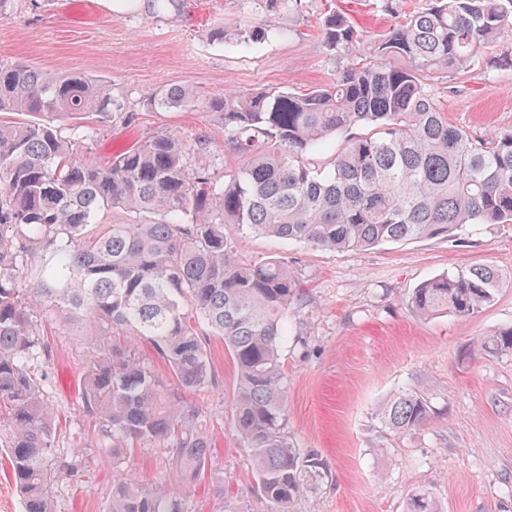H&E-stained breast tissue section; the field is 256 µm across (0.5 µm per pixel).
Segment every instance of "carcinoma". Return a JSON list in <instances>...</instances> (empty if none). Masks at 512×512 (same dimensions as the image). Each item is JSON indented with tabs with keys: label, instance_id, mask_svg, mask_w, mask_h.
<instances>
[{
	"label": "carcinoma",
	"instance_id": "obj_1",
	"mask_svg": "<svg viewBox=\"0 0 512 512\" xmlns=\"http://www.w3.org/2000/svg\"><path fill=\"white\" fill-rule=\"evenodd\" d=\"M265 20L213 27L237 45L283 31L272 17L303 0H249ZM512 0H430L394 28L370 36L342 15L321 21L336 81L297 94L226 90L198 104L183 89L150 98L157 111L197 108L224 123L243 163L217 178L192 164L209 142L161 132L104 164L49 123L0 120V451L22 512H56L60 485L84 475L76 453L55 454L45 382L48 331L84 324V416L112 468L137 444L172 448L171 470L197 480L209 433L185 395L214 382L204 337L224 341L238 369L235 426L252 457L268 512H290L319 474L314 453L288 442V382L280 357L297 284L288 257L246 263L235 234H264L332 251L384 242L453 238L470 224H512V130L483 136L448 122L436 86L465 77L484 50L512 67ZM104 81L17 63L0 65V112L74 119L117 112ZM335 142L329 169L307 156ZM140 216L98 224L103 210ZM502 281L485 265L423 282L411 296L422 317H466L491 304ZM149 343L167 366L159 377L137 352ZM512 352V329L484 342ZM173 385L179 396H171ZM381 417L407 431L428 420L402 391ZM107 512H185L180 493L120 472ZM408 512H439L427 491Z\"/></svg>",
	"mask_w": 512,
	"mask_h": 512
}]
</instances>
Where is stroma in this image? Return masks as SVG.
Masks as SVG:
<instances>
[{
	"instance_id": "1",
	"label": "stroma",
	"mask_w": 512,
	"mask_h": 512,
	"mask_svg": "<svg viewBox=\"0 0 512 512\" xmlns=\"http://www.w3.org/2000/svg\"><path fill=\"white\" fill-rule=\"evenodd\" d=\"M357 28L392 29L395 14L381 0H306L301 15L272 22L281 37L249 46L210 41L217 25L257 20L247 0H175L158 12L153 0H10L0 19V63L25 61L57 73H79L112 85L119 112L82 121L56 120L81 158L104 163L156 133L186 141L206 137L198 166L223 174L232 157L224 126L213 114L152 111L162 87L189 91L205 102L224 89L269 88L305 93L332 83L336 66L318 35L327 10ZM450 122L483 135L512 129V67L476 66L468 78L437 87ZM134 121H127V113ZM243 260L287 256L298 282L288 311L282 362L288 380L289 442L316 453L321 476L290 512H406L410 494L426 490L441 512H512V354L483 349L512 327V224H480L455 241L442 238L383 243L360 251H327L280 243L257 233L239 235ZM490 265L503 286L494 302L467 317H418L411 296L447 272ZM46 365L49 399L57 413L54 446L69 454L88 424L80 406L81 340L56 336ZM215 382L191 395L214 440L200 480L183 489L187 512H267L251 460L234 426L238 377L224 343H206ZM410 390L429 407L419 428L398 432L379 410ZM168 448H135L124 469L151 485H171ZM84 476L57 496L56 512H106L112 459L84 452Z\"/></svg>"
}]
</instances>
